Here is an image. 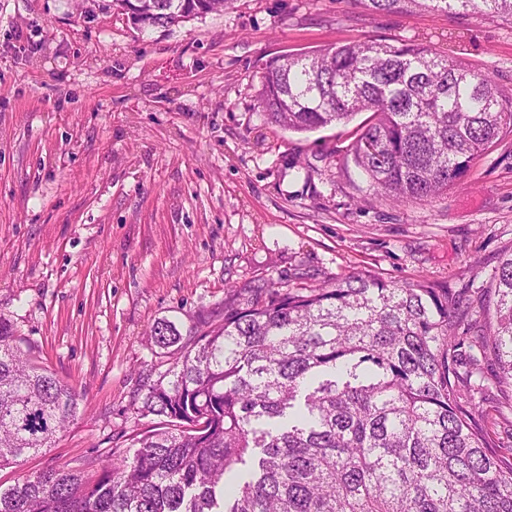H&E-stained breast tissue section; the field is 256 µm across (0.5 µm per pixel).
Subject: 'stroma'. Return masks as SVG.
Wrapping results in <instances>:
<instances>
[{"instance_id":"35a3bbf8","label":"stroma","mask_w":512,"mask_h":512,"mask_svg":"<svg viewBox=\"0 0 512 512\" xmlns=\"http://www.w3.org/2000/svg\"><path fill=\"white\" fill-rule=\"evenodd\" d=\"M109 0H0V317L82 391L45 453L92 477L161 419L138 392L169 357L157 322L220 323L229 289L366 271L479 297L512 247V132L428 202L374 195L348 150L369 114L312 133L267 122V62L338 42L448 47L512 89V25L467 13H372L355 0H232L143 32ZM500 389L473 420L512 452Z\"/></svg>"}]
</instances>
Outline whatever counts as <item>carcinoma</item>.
<instances>
[{
	"label": "carcinoma",
	"instance_id": "carcinoma-1",
	"mask_svg": "<svg viewBox=\"0 0 512 512\" xmlns=\"http://www.w3.org/2000/svg\"><path fill=\"white\" fill-rule=\"evenodd\" d=\"M355 2L512 23V0ZM224 4L113 0L138 30ZM258 107L294 132L373 113L351 146L355 164L375 194L423 202L512 127V92L456 51L415 41L281 55L265 67ZM229 294L216 326L150 330L179 357L146 377L142 411L174 427L134 439L92 481L65 466L25 475L0 489V512H512V462L461 402L488 380L512 389V247L475 300L364 272ZM82 398L0 318V468L52 447Z\"/></svg>",
	"mask_w": 512,
	"mask_h": 512
}]
</instances>
